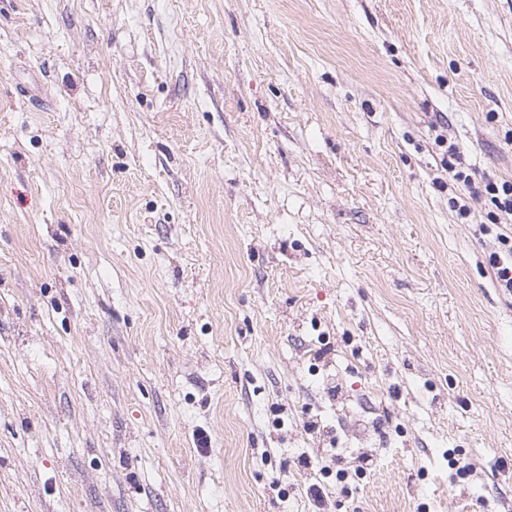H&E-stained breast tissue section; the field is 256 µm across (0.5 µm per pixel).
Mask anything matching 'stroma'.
<instances>
[{
  "label": "stroma",
  "mask_w": 512,
  "mask_h": 512,
  "mask_svg": "<svg viewBox=\"0 0 512 512\" xmlns=\"http://www.w3.org/2000/svg\"><path fill=\"white\" fill-rule=\"evenodd\" d=\"M450 143L512 180V0H0V512H512Z\"/></svg>",
  "instance_id": "35a3bbf8"
}]
</instances>
